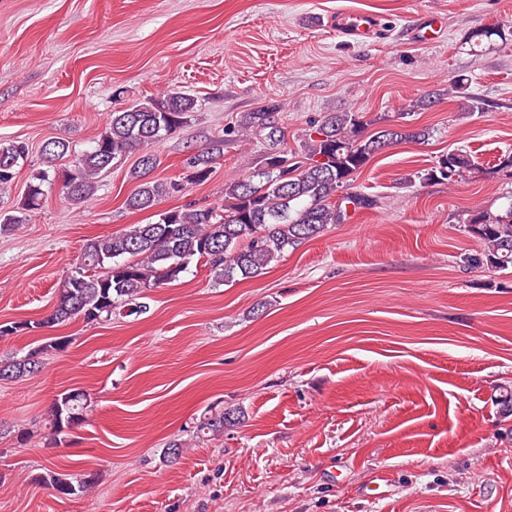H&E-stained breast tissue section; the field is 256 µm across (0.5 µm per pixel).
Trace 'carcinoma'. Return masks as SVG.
<instances>
[{"instance_id":"carcinoma-1","label":"carcinoma","mask_w":512,"mask_h":512,"mask_svg":"<svg viewBox=\"0 0 512 512\" xmlns=\"http://www.w3.org/2000/svg\"><path fill=\"white\" fill-rule=\"evenodd\" d=\"M503 37L499 27L472 31L467 42L481 45L492 37ZM448 92L461 101V111L482 110L481 102L468 92L465 79L453 80ZM195 109V100L169 90L110 113L105 130L91 150L74 156L64 169L55 161L68 152V146L51 141L43 149L45 168L33 174L22 204L12 210H0V231L24 224L30 213L40 208L44 186L60 185L63 198L74 205L89 201L98 188L99 176L112 167L114 160L134 148L144 149L172 135L187 123ZM240 131L265 134L276 143L284 132L275 120L272 108L249 112ZM428 132L391 124L367 135L356 112H326L314 132L304 142L305 161L288 162V153L269 152L258 169L246 177L224 184V214L213 209L167 210L158 213L150 224H135L111 237L87 244L81 261L63 281L59 298L48 324L83 318L97 321L110 317L119 307L132 314L149 310L144 302L147 292L180 279L190 263L204 261L215 285L233 282L238 277L255 278L273 261L304 241L320 236L330 224H341L346 214L339 200L356 209H369L375 199L351 190L354 175L384 147L407 140H422ZM220 148L189 158V181L208 179ZM27 161L24 146L0 142V189L15 178L17 168ZM157 157L143 154L131 176L140 181L137 190L126 199L133 210L154 209L163 200L184 190L179 181L151 178ZM479 171L471 155L453 150L442 155L437 164L423 174L426 181L463 178ZM468 233L483 249L466 258L469 265L489 271L512 267V201L496 213L479 211L465 220ZM36 353L0 363V379H22L39 371ZM88 399L84 392L72 390L55 399L49 414L51 435L84 420ZM230 414L206 415L195 434L224 430ZM60 495L84 493L94 484L87 475L76 482L70 475L50 472L45 478Z\"/></svg>"}]
</instances>
